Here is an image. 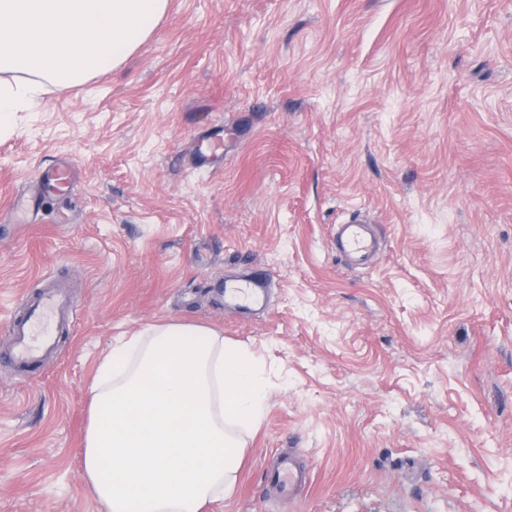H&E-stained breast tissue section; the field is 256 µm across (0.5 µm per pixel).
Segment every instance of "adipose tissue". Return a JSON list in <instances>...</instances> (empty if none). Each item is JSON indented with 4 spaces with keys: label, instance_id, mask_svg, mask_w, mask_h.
<instances>
[{
    "label": "adipose tissue",
    "instance_id": "ef3b65f1",
    "mask_svg": "<svg viewBox=\"0 0 512 512\" xmlns=\"http://www.w3.org/2000/svg\"><path fill=\"white\" fill-rule=\"evenodd\" d=\"M167 8L168 0H0V129L46 86L116 69ZM89 393L81 469L108 512H202L232 489L240 432L267 409L254 355L182 321L119 337Z\"/></svg>",
    "mask_w": 512,
    "mask_h": 512
}]
</instances>
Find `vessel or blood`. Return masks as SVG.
Listing matches in <instances>:
<instances>
[{
    "label": "vessel or blood",
    "mask_w": 512,
    "mask_h": 512,
    "mask_svg": "<svg viewBox=\"0 0 512 512\" xmlns=\"http://www.w3.org/2000/svg\"><path fill=\"white\" fill-rule=\"evenodd\" d=\"M75 174L67 162H59L47 169L29 198L30 210H37L38 196L45 191L59 195L70 192ZM337 257L357 265H367L370 255L380 248L379 239L369 230L361 210L350 213L348 220L338 224L333 235ZM269 285L267 277L254 272L244 278L224 285V299L238 309L248 310L260 303ZM74 302L67 292L53 286L27 301L23 315L13 317L6 328L5 336L14 363L29 373H37L46 356L52 350L58 336L61 318L73 316ZM266 482L274 484L281 496L292 500L298 498L307 483V476L299 472L293 453L280 454L277 463L264 474Z\"/></svg>",
    "instance_id": "vessel-or-blood-1"
}]
</instances>
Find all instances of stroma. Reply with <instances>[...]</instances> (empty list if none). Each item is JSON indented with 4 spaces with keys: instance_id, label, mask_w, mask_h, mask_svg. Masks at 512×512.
Wrapping results in <instances>:
<instances>
[{
    "instance_id": "obj_1",
    "label": "stroma",
    "mask_w": 512,
    "mask_h": 512,
    "mask_svg": "<svg viewBox=\"0 0 512 512\" xmlns=\"http://www.w3.org/2000/svg\"><path fill=\"white\" fill-rule=\"evenodd\" d=\"M62 157L71 193L13 223ZM355 207L385 248L349 270L330 229ZM256 270L266 309H228ZM51 281L78 312L40 371L0 342V512H105L89 385L166 321L247 347L268 387L206 512H512V0H169L117 69L0 130V328ZM289 450L293 502L262 479Z\"/></svg>"
}]
</instances>
